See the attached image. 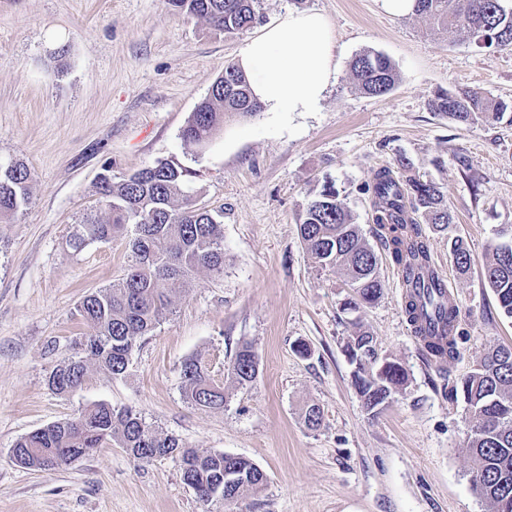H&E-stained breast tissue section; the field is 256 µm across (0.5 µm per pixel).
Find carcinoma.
<instances>
[{
    "mask_svg": "<svg viewBox=\"0 0 512 512\" xmlns=\"http://www.w3.org/2000/svg\"><path fill=\"white\" fill-rule=\"evenodd\" d=\"M180 11L207 21L214 29L234 34L253 25L255 0H169ZM417 12L434 28H453L474 37L482 31L488 47L512 49V9L503 0H418ZM356 88L369 96L389 93L399 74L390 58L380 52L357 55L351 63ZM260 109L252 98L246 75L234 65L212 84L180 132L184 146L196 153L224 126L229 114L251 115ZM434 114L458 125L498 121L512 112L506 103L474 91H436L428 100ZM196 170L172 160H158L115 180L100 177V203L107 220L85 217L75 225L71 244L80 249L91 242H109L133 231L131 260L122 278L85 295L79 315L94 333L79 342L80 355L57 364L46 377L56 395L80 389L86 374L96 369L113 376L124 374L137 342L148 335L166 312L172 298L187 287L192 276L205 269L224 274V234L218 215L194 200L192 178ZM31 169L21 161L0 166V217H8L30 199ZM374 222L382 246L405 274V313L415 335L423 338L432 361L444 363L459 356V336L440 344L426 336L422 322L435 318L452 323L459 307L437 296L427 237L415 218L419 214L432 230L448 233V255L457 273L465 276L473 264L466 240L452 233L453 217L443 192L435 183L417 177L400 180L388 168L379 170L372 184ZM299 231L313 262L341 272L351 293L344 302L357 310L381 295L380 259L363 239L335 183L327 181L303 209ZM484 278L500 308L512 317V237L491 246ZM353 360L375 358L374 337L359 332L347 344ZM259 358L245 344L226 369L240 386L253 384ZM186 402L201 410H221L227 402L224 385L214 381L198 358L184 361L181 369ZM408 373L398 361L384 369L360 366L355 388L365 408L383 407L391 395L407 384ZM470 414L465 451L471 465L481 471L473 490L490 512H512V347L496 346L453 388ZM113 446L134 460L150 463L179 456L183 482L200 501H235L258 491L266 475L247 459L225 453H199L173 435L148 424L131 408L106 403L86 407L79 415L53 422L20 438L12 448V461L26 469L53 471L91 452Z\"/></svg>",
    "mask_w": 512,
    "mask_h": 512,
    "instance_id": "carcinoma-1",
    "label": "carcinoma"
}]
</instances>
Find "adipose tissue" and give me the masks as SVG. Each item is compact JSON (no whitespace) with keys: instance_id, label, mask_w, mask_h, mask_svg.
Here are the masks:
<instances>
[{"instance_id":"1","label":"adipose tissue","mask_w":512,"mask_h":512,"mask_svg":"<svg viewBox=\"0 0 512 512\" xmlns=\"http://www.w3.org/2000/svg\"><path fill=\"white\" fill-rule=\"evenodd\" d=\"M336 41L320 13L291 10L266 25L241 49L245 73L263 111L314 112L335 74Z\"/></svg>"}]
</instances>
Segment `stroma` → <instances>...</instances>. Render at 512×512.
Wrapping results in <instances>:
<instances>
[{
  "mask_svg": "<svg viewBox=\"0 0 512 512\" xmlns=\"http://www.w3.org/2000/svg\"><path fill=\"white\" fill-rule=\"evenodd\" d=\"M291 10L319 12L334 29L336 80L320 110L226 118L191 157L180 139L191 113L243 44ZM257 14L227 35L168 0H0V163L20 160L33 173L29 204L0 220V512H204L175 455L142 464L105 447L51 472L12 462L21 437L95 403L132 408L198 451L258 466L263 489L224 512H488L470 483L467 410L450 389L490 347L512 345V318L483 279L498 230L512 226V120L460 126L427 102L439 88L512 102V50L430 31L422 16L386 14L379 0H259ZM368 50L399 73L385 96L362 94L350 78ZM402 159L442 187L474 258L459 276L447 236L430 233L463 331L459 356L441 365L407 322L373 220L374 176ZM159 160L192 165L198 206L222 212L224 274L196 273L123 375L95 371L77 392L55 395L47 374L93 332L77 312L81 297L121 278L131 255L125 236L74 249V227L100 213L104 164L119 177ZM327 179L379 251L382 296L355 313L343 310V276L319 268L299 237V215ZM362 330L409 374L375 415L346 352ZM300 342L307 355L296 353ZM245 343L259 356L249 387L225 371ZM191 357L225 385L224 410L185 402ZM313 403L324 415L315 430L302 418Z\"/></svg>",
  "mask_w": 512,
  "mask_h": 512,
  "instance_id": "1",
  "label": "stroma"
}]
</instances>
